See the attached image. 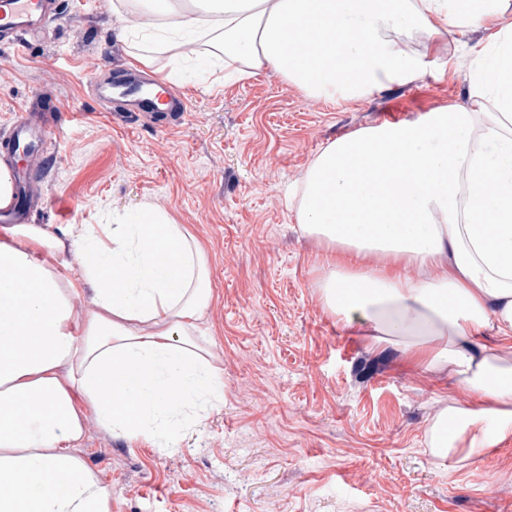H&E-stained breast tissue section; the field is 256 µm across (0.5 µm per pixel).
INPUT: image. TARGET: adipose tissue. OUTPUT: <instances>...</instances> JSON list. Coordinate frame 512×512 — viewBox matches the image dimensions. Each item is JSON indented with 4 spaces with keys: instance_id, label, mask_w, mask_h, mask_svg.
Here are the masks:
<instances>
[{
    "instance_id": "ef3b65f1",
    "label": "adipose tissue",
    "mask_w": 512,
    "mask_h": 512,
    "mask_svg": "<svg viewBox=\"0 0 512 512\" xmlns=\"http://www.w3.org/2000/svg\"><path fill=\"white\" fill-rule=\"evenodd\" d=\"M188 0L179 49L203 31L239 75L270 71L310 97L351 101L422 77L425 56L491 31L465 76L466 102L383 123L324 147L295 198L301 231L335 255L323 307L370 345H399L475 396L430 419L442 459L478 458L512 438V0ZM77 263L59 269L60 255ZM374 255L377 264L357 265ZM90 292L84 318L72 299ZM206 253L167 213L80 224L63 236L0 226V512H112L80 453L85 421L130 441L175 446L220 403L222 375L199 322Z\"/></svg>"
}]
</instances>
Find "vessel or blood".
Instances as JSON below:
<instances>
[{
	"instance_id": "b4317fda",
	"label": "vessel or blood",
	"mask_w": 512,
	"mask_h": 512,
	"mask_svg": "<svg viewBox=\"0 0 512 512\" xmlns=\"http://www.w3.org/2000/svg\"><path fill=\"white\" fill-rule=\"evenodd\" d=\"M59 15L56 0H0V45L20 49L28 45L38 27L54 21ZM93 92L104 104L113 100L127 102L129 109L113 113L116 123L126 124L140 119L154 120L165 116L183 122L189 103L182 92L162 80L144 83L130 72H105L97 76ZM49 137V120L42 107L40 94H33L24 105V113L8 131V141L19 154L44 156ZM16 192L10 204L0 209V222L24 224L28 221L29 181L14 178Z\"/></svg>"
}]
</instances>
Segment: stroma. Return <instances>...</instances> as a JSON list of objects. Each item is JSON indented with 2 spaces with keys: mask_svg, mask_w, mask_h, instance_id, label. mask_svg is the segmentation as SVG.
Wrapping results in <instances>:
<instances>
[{
  "mask_svg": "<svg viewBox=\"0 0 512 512\" xmlns=\"http://www.w3.org/2000/svg\"><path fill=\"white\" fill-rule=\"evenodd\" d=\"M122 0H64L26 48H0V134L31 93L57 105L45 165L6 158L47 205L32 223L120 224L144 205L203 244L211 300L202 322L224 402L169 450L130 442L88 417L81 453L112 512H512V441L444 467L426 444L445 397L471 401L447 374L402 351L372 349L323 308L326 251L303 236L285 195L330 142L384 122L416 121L466 101L480 29L449 43L448 62L372 96L333 104L265 72L198 80L203 41L155 55L148 72L182 91L176 127L113 126L90 91L95 74L137 67L152 34Z\"/></svg>",
  "mask_w": 512,
  "mask_h": 512,
  "instance_id": "35a3bbf8",
  "label": "stroma"
}]
</instances>
